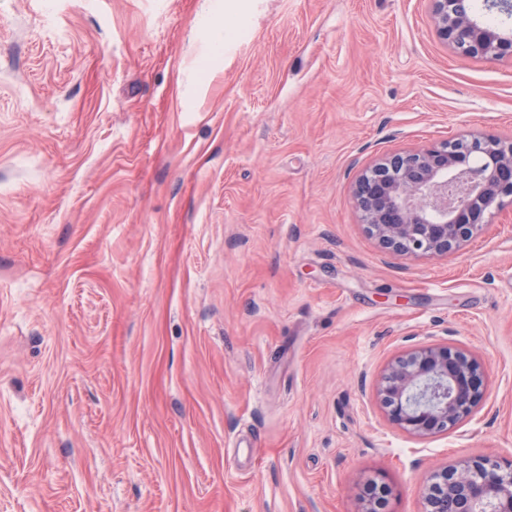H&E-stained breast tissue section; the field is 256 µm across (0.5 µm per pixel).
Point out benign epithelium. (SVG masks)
I'll return each mask as SVG.
<instances>
[{
  "instance_id": "7a95c632",
  "label": "benign epithelium",
  "mask_w": 512,
  "mask_h": 512,
  "mask_svg": "<svg viewBox=\"0 0 512 512\" xmlns=\"http://www.w3.org/2000/svg\"><path fill=\"white\" fill-rule=\"evenodd\" d=\"M440 39L464 55L512 60V32L480 22L472 0H431ZM512 196V143L490 134L459 138L382 158L363 173L354 202L369 233L400 255H446L486 227L485 217ZM485 368L449 344L421 345L392 362L378 393L390 420L428 439L469 418L484 401ZM383 482L363 489L362 512H380ZM512 512V458L473 456L430 472L423 512Z\"/></svg>"
}]
</instances>
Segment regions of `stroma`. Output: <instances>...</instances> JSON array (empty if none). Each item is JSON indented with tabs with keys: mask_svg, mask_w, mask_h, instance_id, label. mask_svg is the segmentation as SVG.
<instances>
[{
	"mask_svg": "<svg viewBox=\"0 0 512 512\" xmlns=\"http://www.w3.org/2000/svg\"><path fill=\"white\" fill-rule=\"evenodd\" d=\"M512 142V61L430 0H0V512H422L512 457V196L443 256L354 204L392 153ZM487 369L430 439L381 375ZM440 39L464 55L512 61V32L504 33L480 22L472 0H430ZM485 368L467 351L421 345L392 362L378 393L390 420L407 434L428 439L469 418L484 401ZM389 489L387 485L383 482H378L376 480H371L366 483L363 489V509L362 512H379V495L384 498L388 495ZM381 503V502H380Z\"/></svg>",
	"mask_w": 512,
	"mask_h": 512,
	"instance_id": "obj_1",
	"label": "stroma"
}]
</instances>
